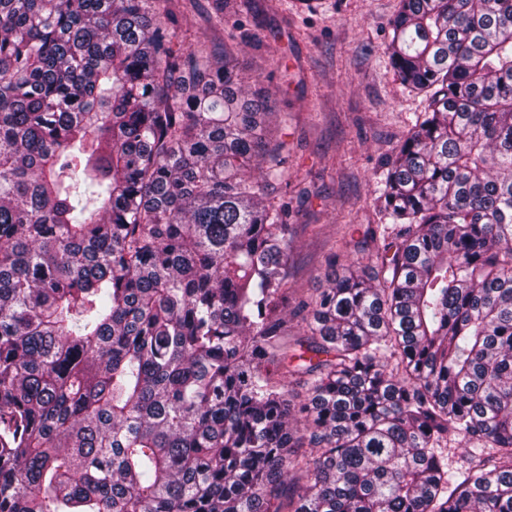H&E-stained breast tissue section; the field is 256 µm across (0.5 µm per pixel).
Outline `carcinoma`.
I'll return each instance as SVG.
<instances>
[{
	"mask_svg": "<svg viewBox=\"0 0 512 512\" xmlns=\"http://www.w3.org/2000/svg\"><path fill=\"white\" fill-rule=\"evenodd\" d=\"M148 2L0 0V512H512V0H400L390 224L291 310L269 92Z\"/></svg>",
	"mask_w": 512,
	"mask_h": 512,
	"instance_id": "1",
	"label": "carcinoma"
}]
</instances>
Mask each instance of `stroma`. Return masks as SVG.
Wrapping results in <instances>:
<instances>
[{
    "label": "stroma",
    "mask_w": 512,
    "mask_h": 512,
    "mask_svg": "<svg viewBox=\"0 0 512 512\" xmlns=\"http://www.w3.org/2000/svg\"><path fill=\"white\" fill-rule=\"evenodd\" d=\"M212 0H177L185 46L225 43L245 87L273 92L288 115L289 281L296 294L366 261L365 225L383 223L374 190L381 162L426 100L405 89L384 54L399 0H227L224 26Z\"/></svg>",
    "instance_id": "1"
}]
</instances>
